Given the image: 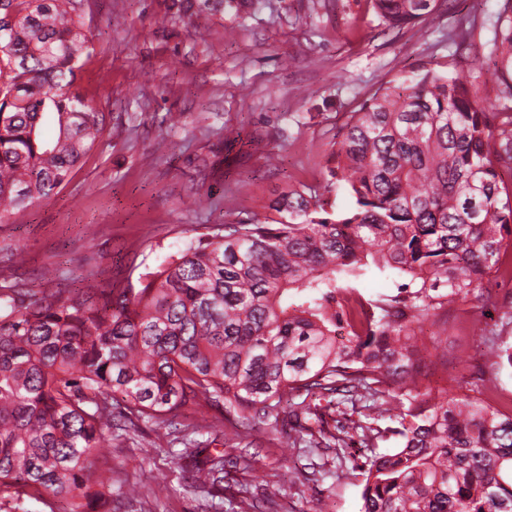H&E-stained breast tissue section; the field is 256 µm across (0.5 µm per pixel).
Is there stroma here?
Here are the masks:
<instances>
[{"label": "stroma", "instance_id": "1", "mask_svg": "<svg viewBox=\"0 0 512 512\" xmlns=\"http://www.w3.org/2000/svg\"><path fill=\"white\" fill-rule=\"evenodd\" d=\"M171 0H83L88 50L77 79L106 130L67 186L0 224V285L40 293L104 287L137 277L190 239L223 223H264L289 186L323 193L326 161L347 115L382 86L424 68L456 63L463 75L488 69V44L502 0H442L414 27L380 24L370 0H250L201 19L172 20ZM474 20L470 43L449 36L459 17ZM26 263L15 267L12 249ZM512 279H492L481 296L425 321L437 336L433 386L444 387L459 361L465 388L512 399V371L493 374L488 345L512 346ZM225 460L248 455V468L224 469V496L258 512H358L355 477L336 475L334 450L312 456L286 446L288 409L249 441L232 434L223 409L204 410ZM112 472V512H214L181 479L161 430L139 422L98 449ZM160 497H129L152 487ZM276 484L281 494L267 500Z\"/></svg>", "mask_w": 512, "mask_h": 512}]
</instances>
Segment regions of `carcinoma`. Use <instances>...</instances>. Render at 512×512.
I'll return each instance as SVG.
<instances>
[{"mask_svg":"<svg viewBox=\"0 0 512 512\" xmlns=\"http://www.w3.org/2000/svg\"><path fill=\"white\" fill-rule=\"evenodd\" d=\"M0 27V223L49 197L94 147L106 118L75 85L88 49L78 0H9ZM390 28L437 0H371ZM224 0H172L200 17ZM486 70L502 86L487 106L480 76L425 69L380 88L350 113L327 160L328 190L352 205L328 211L290 187L273 224H226L188 241L137 280L40 297L0 288V492L67 501L64 512L112 503L96 451L112 435V395L127 428L162 427L176 410L222 406L247 429L284 401L290 448H336L301 424L311 402L351 406L362 447L399 446L359 467V512H512V412L492 398L440 391L436 338L420 323L483 288L512 246V0L494 23ZM389 280L394 294L356 283ZM348 338L336 343L340 322ZM491 367L512 369L492 345ZM390 420L397 426L380 427ZM180 459L191 485L222 493L224 455L195 439Z\"/></svg>","mask_w":512,"mask_h":512,"instance_id":"carcinoma-1","label":"carcinoma"}]
</instances>
